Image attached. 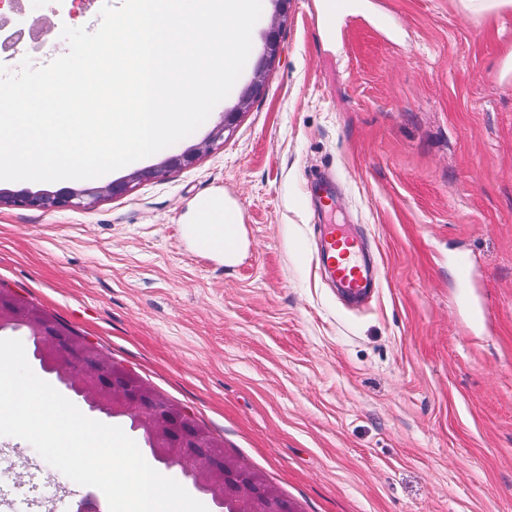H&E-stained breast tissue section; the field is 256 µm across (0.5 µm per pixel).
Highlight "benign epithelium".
Here are the masks:
<instances>
[{
  "instance_id": "obj_1",
  "label": "benign epithelium",
  "mask_w": 512,
  "mask_h": 512,
  "mask_svg": "<svg viewBox=\"0 0 512 512\" xmlns=\"http://www.w3.org/2000/svg\"><path fill=\"white\" fill-rule=\"evenodd\" d=\"M290 4L291 0H276L279 21L265 36L263 53L253 79L237 104L226 111L223 120L212 129L204 143L205 148L224 143L225 131L233 127L242 110L261 93L266 72L281 54L280 31L288 20ZM199 152L200 148L190 147L157 166L138 170L122 181L102 187L22 194L0 190V206L11 204L53 211L76 207L84 199L92 204L102 196L121 197L129 193L134 182L161 181L169 173L191 166ZM21 328L27 330L34 357L41 362V367L57 374L69 391L85 398L89 412L107 421L123 417L132 419L157 461L168 468L179 469L184 480L207 495L216 507L230 504L233 512H295L292 506L281 502H255L257 496L250 489L246 471L229 475L224 472L223 458H207L199 447L193 445L198 426L189 414L182 410L176 420H171V406L166 399L143 392L93 344L83 339L75 340L50 325L0 309V331Z\"/></svg>"
}]
</instances>
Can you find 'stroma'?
<instances>
[{"label":"stroma","mask_w":512,"mask_h":512,"mask_svg":"<svg viewBox=\"0 0 512 512\" xmlns=\"http://www.w3.org/2000/svg\"><path fill=\"white\" fill-rule=\"evenodd\" d=\"M293 0L283 53L224 143L89 210L0 208V288L86 337L245 461L296 512H512V8L464 0ZM88 8L28 0L15 24ZM276 16L263 0L230 94ZM241 215L234 260L187 232L203 204ZM362 240L361 304L321 270L322 220ZM470 268L468 287L458 260ZM0 436V512H69L87 487L47 482Z\"/></svg>","instance_id":"stroma-1"}]
</instances>
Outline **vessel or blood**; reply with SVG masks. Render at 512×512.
<instances>
[{"instance_id": "1", "label": "vessel or blood", "mask_w": 512, "mask_h": 512, "mask_svg": "<svg viewBox=\"0 0 512 512\" xmlns=\"http://www.w3.org/2000/svg\"><path fill=\"white\" fill-rule=\"evenodd\" d=\"M319 260L350 295H360L373 283V272L360 262L357 242L344 225H325Z\"/></svg>"}]
</instances>
